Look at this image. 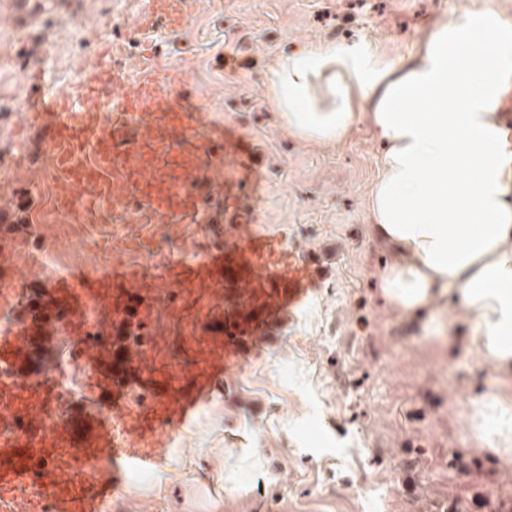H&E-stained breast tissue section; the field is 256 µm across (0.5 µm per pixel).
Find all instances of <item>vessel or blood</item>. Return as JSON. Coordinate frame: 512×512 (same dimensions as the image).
<instances>
[{
    "label": "vessel or blood",
    "mask_w": 512,
    "mask_h": 512,
    "mask_svg": "<svg viewBox=\"0 0 512 512\" xmlns=\"http://www.w3.org/2000/svg\"><path fill=\"white\" fill-rule=\"evenodd\" d=\"M175 9L174 0H148L138 30L155 28L162 15ZM138 67L135 90L122 96L114 90L124 82L123 71L103 64L85 76L78 96L38 101L32 118L49 129V161L56 173L54 222L101 223L102 205L112 201L133 205L137 223L172 229L186 221L207 222L203 204L211 190L242 197L245 181L219 184L206 174L213 160L243 155L237 137L203 132L198 114L174 90L176 73L160 68L151 55H142ZM130 249L152 253L153 241L129 234L112 259L111 275L87 276L78 269L61 289L47 287L37 257L25 248L0 253V268L14 285L6 299L26 310L12 334L0 338L10 349L15 371L26 373L41 346L30 334L31 323L49 314L79 353L88 384L109 380L117 395L112 402L116 417L109 425L66 399L49 403L42 395L24 396L0 383L1 408L22 403L36 426L51 415L64 421L49 444L28 435L0 441V497L9 500L11 512H99L101 502L120 484L116 464H155L168 431L189 422L198 403L216 394L229 367L247 357L311 294L308 261L275 236L243 223L233 225L223 245L208 249L199 261L168 253L153 273L140 262L125 260ZM155 288L183 294L216 288L229 302L203 367L187 379L149 391L147 403L135 407L120 400L138 369V351L129 336L145 326ZM93 301L111 315L87 329L78 316ZM102 351L112 360L111 370L94 365Z\"/></svg>",
    "instance_id": "obj_1"
}]
</instances>
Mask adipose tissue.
I'll list each match as a JSON object with an SVG mask.
<instances>
[{
	"label": "adipose tissue",
	"instance_id": "adipose-tissue-1",
	"mask_svg": "<svg viewBox=\"0 0 512 512\" xmlns=\"http://www.w3.org/2000/svg\"><path fill=\"white\" fill-rule=\"evenodd\" d=\"M266 84L284 129L308 144L367 121L383 144L367 208L394 253L380 275L385 299L416 316L457 295L468 345L512 378V129L500 112L512 20L489 2L460 11L394 61L364 41H309L275 56ZM481 416L493 447L512 449V400Z\"/></svg>",
	"mask_w": 512,
	"mask_h": 512
}]
</instances>
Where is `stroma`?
Segmentation results:
<instances>
[{
    "label": "stroma",
    "instance_id": "stroma-1",
    "mask_svg": "<svg viewBox=\"0 0 512 512\" xmlns=\"http://www.w3.org/2000/svg\"><path fill=\"white\" fill-rule=\"evenodd\" d=\"M146 0H0V182L13 194L4 228L51 223L55 173L45 129L28 122L39 96L77 94L108 62ZM485 0H193L153 35L156 62L181 71L180 89L208 122L252 147L255 196L242 211L210 196L214 226L249 219L308 260L317 290L255 355L231 367L220 393L149 469L126 468L112 512H512V456L478 438L474 413L512 380L466 343L456 296L418 317L383 297L390 255L369 231L367 193L380 146L367 123L334 146L310 147L281 126L266 90L276 53L324 39L367 40L395 59L462 7ZM147 372L196 371L215 335L219 290L196 302L153 297Z\"/></svg>",
    "mask_w": 512,
    "mask_h": 512
}]
</instances>
